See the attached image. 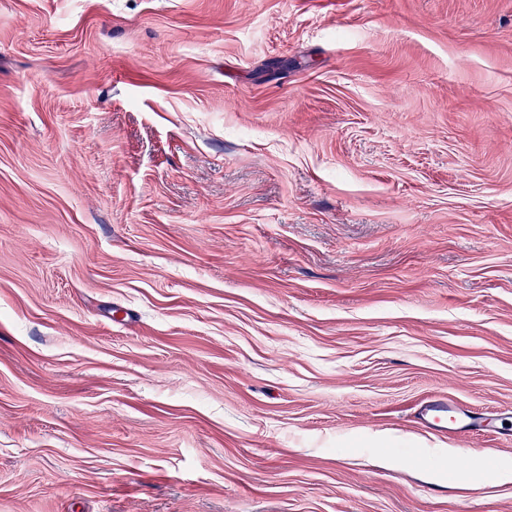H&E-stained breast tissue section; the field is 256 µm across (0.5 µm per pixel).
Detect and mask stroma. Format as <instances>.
<instances>
[{"mask_svg":"<svg viewBox=\"0 0 512 512\" xmlns=\"http://www.w3.org/2000/svg\"><path fill=\"white\" fill-rule=\"evenodd\" d=\"M432 393L512 427V0H0V512H512ZM455 401L446 395L427 398L420 407L419 415L423 425L433 431L459 434L462 431L472 433L494 427L492 418L474 417L461 410L455 411L450 404ZM455 412L456 419L448 427V413ZM488 478L496 483H511L512 468L490 467L485 460H469L467 465L459 471L457 482L462 487L470 488L482 485Z\"/></svg>","mask_w":512,"mask_h":512,"instance_id":"obj_1","label":"stroma"}]
</instances>
